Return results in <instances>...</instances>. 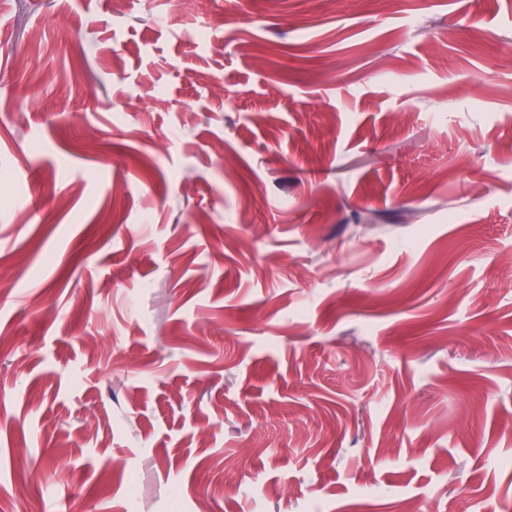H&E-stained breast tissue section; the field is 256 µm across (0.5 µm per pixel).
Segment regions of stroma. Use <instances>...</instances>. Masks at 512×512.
<instances>
[{
    "mask_svg": "<svg viewBox=\"0 0 512 512\" xmlns=\"http://www.w3.org/2000/svg\"><path fill=\"white\" fill-rule=\"evenodd\" d=\"M193 9L0 0V512H512V0Z\"/></svg>",
    "mask_w": 512,
    "mask_h": 512,
    "instance_id": "obj_1",
    "label": "stroma"
}]
</instances>
